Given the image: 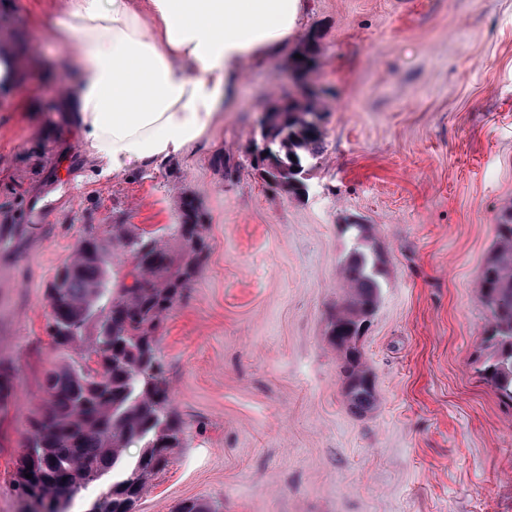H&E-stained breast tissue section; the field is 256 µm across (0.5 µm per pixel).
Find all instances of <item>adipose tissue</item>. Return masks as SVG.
<instances>
[{
	"label": "adipose tissue",
	"mask_w": 512,
	"mask_h": 512,
	"mask_svg": "<svg viewBox=\"0 0 512 512\" xmlns=\"http://www.w3.org/2000/svg\"><path fill=\"white\" fill-rule=\"evenodd\" d=\"M305 0H62L48 35L73 79L65 107L101 170L199 145L245 70L284 54Z\"/></svg>",
	"instance_id": "adipose-tissue-1"
}]
</instances>
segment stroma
<instances>
[{
  "mask_svg": "<svg viewBox=\"0 0 512 512\" xmlns=\"http://www.w3.org/2000/svg\"><path fill=\"white\" fill-rule=\"evenodd\" d=\"M61 0H0V512L46 370L47 289L87 229L150 232L178 255L182 197L205 217L201 269L159 348L184 446L136 512L201 498L222 512H512V405L477 374L479 273L512 208V0H308L325 152L304 187L253 162L282 58L251 65L200 145L165 164L95 167L60 99ZM385 257L360 340L378 403L353 412L328 314L348 225Z\"/></svg>",
  "mask_w": 512,
  "mask_h": 512,
  "instance_id": "stroma-1",
  "label": "stroma"
}]
</instances>
